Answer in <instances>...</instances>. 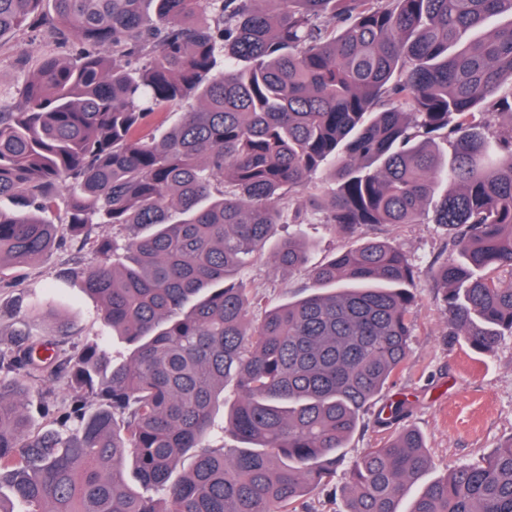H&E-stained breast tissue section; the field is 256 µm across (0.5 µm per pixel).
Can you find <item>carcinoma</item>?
<instances>
[{"label": "carcinoma", "instance_id": "carcinoma-1", "mask_svg": "<svg viewBox=\"0 0 512 512\" xmlns=\"http://www.w3.org/2000/svg\"><path fill=\"white\" fill-rule=\"evenodd\" d=\"M504 14L512 0H0V44L39 28L65 52L0 103V198L24 207L0 209V269L90 247L101 263L63 275L82 274L130 350L61 359L21 338L0 353V512H300L327 489L407 362L418 303L400 248L365 239L254 317L237 270L315 211L348 238L428 216L454 230L433 269L450 335L483 353L512 336V20L489 27ZM320 170L335 187L303 198ZM62 187L58 240L42 214ZM312 250L298 233L273 257L293 269ZM19 376L70 382L69 410L43 407L51 427L32 430ZM217 430L238 446L212 445ZM431 466L420 432L398 428L352 464L345 512H401ZM406 512H512V440ZM182 117L180 110L160 109L153 114L149 126L145 129V134L161 135L174 127Z\"/></svg>", "mask_w": 512, "mask_h": 512}]
</instances>
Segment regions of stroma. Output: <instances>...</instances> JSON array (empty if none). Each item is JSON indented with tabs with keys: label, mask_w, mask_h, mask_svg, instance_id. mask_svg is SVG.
<instances>
[{
	"label": "stroma",
	"mask_w": 512,
	"mask_h": 512,
	"mask_svg": "<svg viewBox=\"0 0 512 512\" xmlns=\"http://www.w3.org/2000/svg\"><path fill=\"white\" fill-rule=\"evenodd\" d=\"M49 39L31 31L18 32L0 46V101L17 97L24 80L21 60L36 59L53 51ZM357 239H384L397 244L414 265L419 306L410 341V355L378 399L386 404L406 399L405 425L423 435L432 457L428 479L445 476L448 470L477 461L512 440V336L504 337L490 353H479L464 341L450 336L447 313L440 307L432 289L431 268L446 258L448 232L431 221L419 224H379L358 230ZM69 261L61 248L43 255L25 267L4 266L0 278V350L11 347L14 334H47L60 321L74 332L58 337V353L66 357L85 343L96 341L114 354L127 349L112 340L101 319V307L84 289L80 278H60ZM250 282L263 307L269 308L302 296L307 284L302 271L279 266L271 253L253 257L240 271ZM73 390L66 380L33 385L28 398L33 429H41L43 402L57 411L68 409ZM375 412H368L362 428L344 450V461L337 468L334 484L349 481L352 462L367 448L386 442L391 429L379 426Z\"/></svg>",
	"instance_id": "35a3bbf8"
}]
</instances>
